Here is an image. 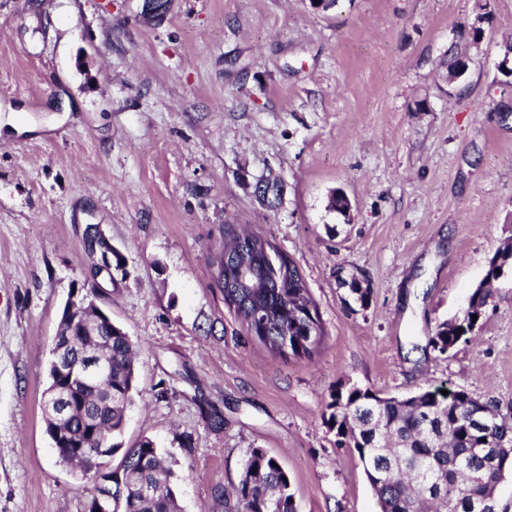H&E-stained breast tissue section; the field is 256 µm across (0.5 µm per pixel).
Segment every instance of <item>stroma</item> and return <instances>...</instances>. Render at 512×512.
<instances>
[{
	"label": "stroma",
	"instance_id": "1",
	"mask_svg": "<svg viewBox=\"0 0 512 512\" xmlns=\"http://www.w3.org/2000/svg\"><path fill=\"white\" fill-rule=\"evenodd\" d=\"M475 27L482 53L446 85ZM510 37L512 0H169L157 19L140 0H0V113L27 128L0 135V512H88L42 399L77 292L141 349L121 440L168 454L181 512H221L253 448L300 512H379L323 420L341 383L443 385L512 414V273L473 340L428 344L512 244V119L494 111ZM233 228L296 262L324 329L312 356H274L225 305Z\"/></svg>",
	"mask_w": 512,
	"mask_h": 512
}]
</instances>
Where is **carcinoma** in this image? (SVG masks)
Wrapping results in <instances>:
<instances>
[{"label":"carcinoma","mask_w":512,"mask_h":512,"mask_svg":"<svg viewBox=\"0 0 512 512\" xmlns=\"http://www.w3.org/2000/svg\"><path fill=\"white\" fill-rule=\"evenodd\" d=\"M259 246L249 256L255 277L248 282L255 303L266 314L224 300L275 355L309 357L319 345L323 326L315 303L294 261L266 237L253 236ZM512 266V249L489 261L485 280L501 277ZM491 294L481 285L461 317L440 323L428 345L441 355L470 341ZM84 344L100 348L112 366V380L92 378L69 386L72 413L60 423L63 438L82 442L91 437L108 454H122L113 482L129 484L125 498L102 502L99 512H180L171 483V469L154 442L132 448L117 441L127 405L136 388L138 347L129 336H86ZM325 423L336 432V445L358 456L380 512H479L487 502L499 512L495 491L512 470V417H502L493 399L481 400L463 389H426L409 400L380 398L371 390L336 389L327 405ZM261 448L247 454L233 496L224 493V512H297L288 473ZM81 478L105 479L97 469L70 458Z\"/></svg>","instance_id":"1"}]
</instances>
